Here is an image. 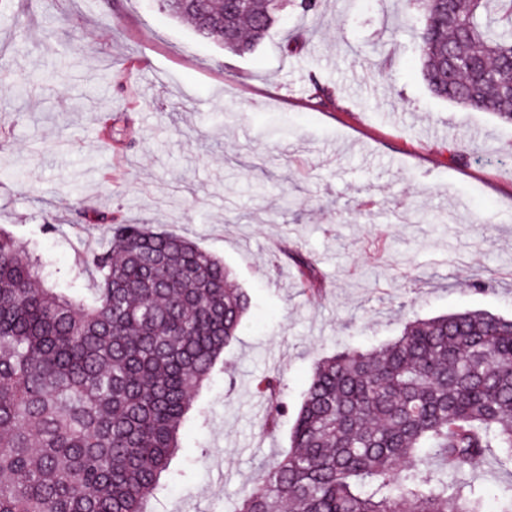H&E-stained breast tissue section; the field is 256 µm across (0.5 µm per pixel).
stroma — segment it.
<instances>
[{
    "label": "stroma",
    "mask_w": 512,
    "mask_h": 512,
    "mask_svg": "<svg viewBox=\"0 0 512 512\" xmlns=\"http://www.w3.org/2000/svg\"><path fill=\"white\" fill-rule=\"evenodd\" d=\"M415 26L400 0L288 5L236 55L156 0H0V228L69 271L108 235L95 215L150 224L223 258L251 298L160 512H228L287 453L319 359L416 317L512 318V125L430 93ZM301 27L312 43L288 52ZM269 375L290 408L271 425Z\"/></svg>",
    "instance_id": "1"
}]
</instances>
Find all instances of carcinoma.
Returning <instances> with one entry per match:
<instances>
[{"label":"carcinoma","instance_id":"1","mask_svg":"<svg viewBox=\"0 0 512 512\" xmlns=\"http://www.w3.org/2000/svg\"><path fill=\"white\" fill-rule=\"evenodd\" d=\"M421 2L429 90L512 123V0ZM235 53L284 0H158ZM312 32L288 40L295 53ZM314 283L313 264L287 254ZM97 282L84 296L82 274ZM251 300L224 262L148 224H114L77 271L46 270L0 231V512H147L191 396ZM270 418L288 413L275 380ZM499 449L512 465V319L464 311L404 323L381 346L320 360L291 435L232 512H483L469 478ZM457 476L448 482V473Z\"/></svg>","mask_w":512,"mask_h":512}]
</instances>
